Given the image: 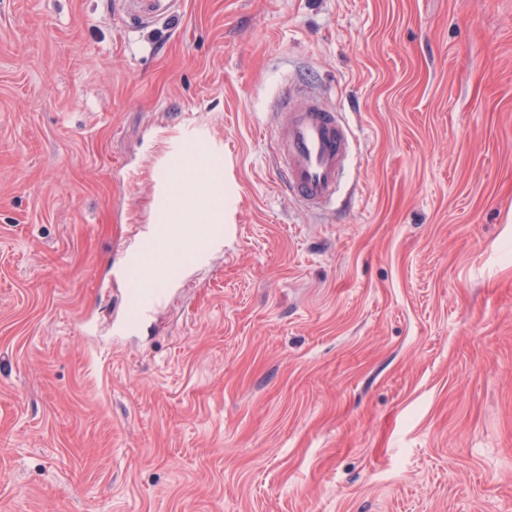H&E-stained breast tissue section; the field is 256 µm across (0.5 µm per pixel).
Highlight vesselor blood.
<instances>
[{
  "instance_id": "1",
  "label": "vessel or blood",
  "mask_w": 512,
  "mask_h": 512,
  "mask_svg": "<svg viewBox=\"0 0 512 512\" xmlns=\"http://www.w3.org/2000/svg\"><path fill=\"white\" fill-rule=\"evenodd\" d=\"M275 135L286 194L316 211L335 203L339 176L351 153V135L338 112L316 96L296 100L284 93ZM179 176L178 168L169 166L158 177L161 200L172 207L178 204L173 187ZM222 244L212 225H154L118 269L126 286V308L116 334L141 325L185 265L205 261Z\"/></svg>"
}]
</instances>
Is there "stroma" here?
<instances>
[{
  "instance_id": "obj_1",
  "label": "stroma",
  "mask_w": 512,
  "mask_h": 512,
  "mask_svg": "<svg viewBox=\"0 0 512 512\" xmlns=\"http://www.w3.org/2000/svg\"><path fill=\"white\" fill-rule=\"evenodd\" d=\"M179 145L224 245L116 340ZM0 512H512V0H0ZM283 189L308 208L336 203L339 176L351 153V135L339 113L316 96L283 95L275 132Z\"/></svg>"
}]
</instances>
